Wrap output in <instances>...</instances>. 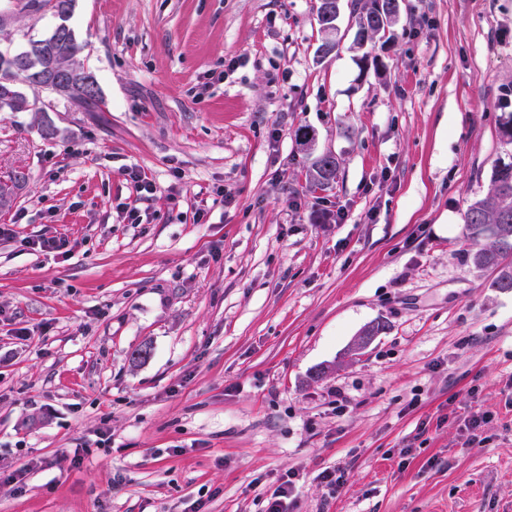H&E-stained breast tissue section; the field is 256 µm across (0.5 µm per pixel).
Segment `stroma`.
<instances>
[{
    "mask_svg": "<svg viewBox=\"0 0 512 512\" xmlns=\"http://www.w3.org/2000/svg\"><path fill=\"white\" fill-rule=\"evenodd\" d=\"M316 7L76 0L101 111L0 112V512H512V289L464 223L512 162V0H403L361 47L347 11L321 63ZM338 162L335 156H319L315 158L306 172L308 188L316 191L318 188L326 189L336 179Z\"/></svg>",
    "mask_w": 512,
    "mask_h": 512,
    "instance_id": "35a3bbf8",
    "label": "stroma"
}]
</instances>
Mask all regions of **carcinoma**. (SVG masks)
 <instances>
[{
	"mask_svg": "<svg viewBox=\"0 0 512 512\" xmlns=\"http://www.w3.org/2000/svg\"><path fill=\"white\" fill-rule=\"evenodd\" d=\"M9 11L16 15L56 14L52 3L65 5L66 15H71L74 0H9ZM394 0H367L357 13L354 43L362 46L367 41L386 34L400 14L394 11ZM83 49L72 29L65 35L54 29L42 40L30 42L28 50L9 55L0 52V112H27L35 106L23 87L41 82L50 63L54 62L75 71L70 84L50 87V91L64 96L85 110L99 107L103 102L101 89L93 71L76 61ZM338 162L336 157L315 158L306 172L308 188L315 191L326 189L336 179ZM464 222L470 238L476 242L483 237L492 239L487 247H480L468 254L473 265L494 268L504 265L506 271L497 276L495 286L502 290L512 288L508 271L512 265L504 260L512 255V163L495 167L488 197L472 201L464 213Z\"/></svg>",
	"mask_w": 512,
	"mask_h": 512,
	"instance_id": "carcinoma-1",
	"label": "carcinoma"
}]
</instances>
